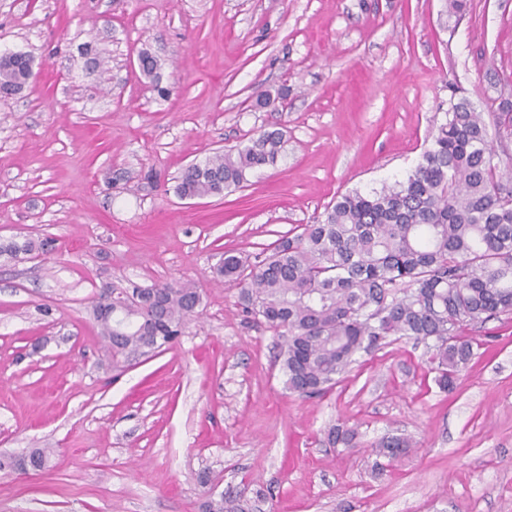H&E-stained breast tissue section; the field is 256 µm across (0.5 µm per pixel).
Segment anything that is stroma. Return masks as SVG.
Returning a JSON list of instances; mask_svg holds the SVG:
<instances>
[{
  "label": "stroma",
  "instance_id": "35a3bbf8",
  "mask_svg": "<svg viewBox=\"0 0 512 512\" xmlns=\"http://www.w3.org/2000/svg\"><path fill=\"white\" fill-rule=\"evenodd\" d=\"M10 51L36 77L0 97V243L54 247L0 257V457L50 461L0 470V512H202L242 487L265 491L256 512H512V315L466 327L479 348L453 391L404 337L302 397L280 338L216 273L405 178L452 103L496 111L512 0H0ZM274 128L276 165L220 200L176 196L183 168ZM106 284H192L201 304L116 368L93 316ZM341 423L358 447L329 444ZM386 435L414 447L377 476ZM138 57H140L142 61L145 63V65H143V67L140 68L142 74L151 82L155 83V87L157 88V92L159 93V95L166 96L168 94V89L166 87H161L159 85L161 77L160 60L148 50H142L139 53Z\"/></svg>",
  "mask_w": 512,
  "mask_h": 512
}]
</instances>
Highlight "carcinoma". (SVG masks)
<instances>
[{"label":"carcinoma","mask_w":512,"mask_h":512,"mask_svg":"<svg viewBox=\"0 0 512 512\" xmlns=\"http://www.w3.org/2000/svg\"><path fill=\"white\" fill-rule=\"evenodd\" d=\"M140 71L159 86L160 60L143 50ZM22 53L0 56V94L22 91L32 78ZM495 137L512 138V112L491 113ZM282 132L264 131L242 148L216 152L183 169L175 187L184 199L220 197L247 175L276 163ZM32 239L0 244L16 258L45 249ZM217 273L241 285L243 312L285 338L280 368L288 390L322 395L361 352L392 336L429 345L437 384L454 388L474 356L475 341L461 329L512 314V188L483 113L469 103L451 105L421 161L402 180L362 193L348 192L326 208L317 224L282 236L251 262L231 251ZM145 305L137 289L104 288L94 317L112 361L127 362L173 343L201 301L190 284L153 285ZM357 431L338 424L328 440L356 447ZM413 442L388 436L374 445L390 461ZM246 490L208 500L205 512H250Z\"/></svg>","instance_id":"1"}]
</instances>
